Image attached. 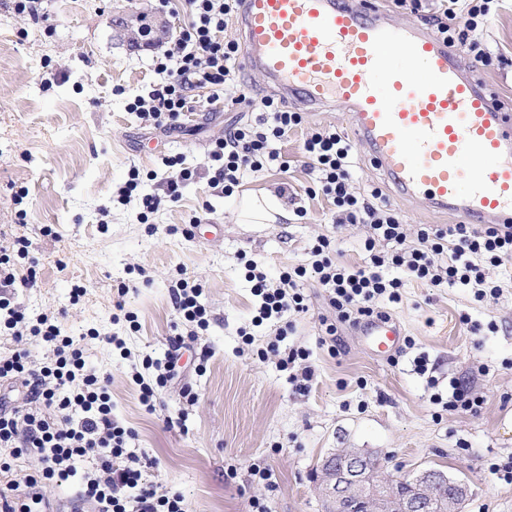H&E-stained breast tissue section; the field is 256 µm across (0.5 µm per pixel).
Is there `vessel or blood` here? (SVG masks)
I'll list each match as a JSON object with an SVG mask.
<instances>
[{
	"instance_id": "1",
	"label": "vessel or blood",
	"mask_w": 512,
	"mask_h": 512,
	"mask_svg": "<svg viewBox=\"0 0 512 512\" xmlns=\"http://www.w3.org/2000/svg\"><path fill=\"white\" fill-rule=\"evenodd\" d=\"M242 59L281 97L351 112L374 166L416 203L466 224H512V108L458 47L374 0H242ZM360 331L382 353L397 322Z\"/></svg>"
}]
</instances>
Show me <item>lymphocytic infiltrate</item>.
Listing matches in <instances>:
<instances>
[{"instance_id":"f902f5d3","label":"lymphocytic infiltrate","mask_w":512,"mask_h":512,"mask_svg":"<svg viewBox=\"0 0 512 512\" xmlns=\"http://www.w3.org/2000/svg\"><path fill=\"white\" fill-rule=\"evenodd\" d=\"M183 2L187 20L177 53L162 51L154 56L160 80L130 104L131 110L146 112L158 127L173 125L191 110L189 90L229 88L240 56L239 43L224 37L240 0ZM396 2L410 6L424 24L459 45L476 62L491 63L493 54L478 34L491 0H439L435 11L427 13L422 0ZM264 108L266 114L257 124L236 129L214 143L211 155L218 167L211 183L224 195H231L238 186L242 169L259 170L273 162L280 169L288 167L276 144L302 124L303 115L271 98L265 100ZM302 153L320 190L335 206L338 223L367 225L363 257L357 264L342 262L335 239L322 236L310 251V262L282 272L278 279H269L257 264L247 263V277L257 299L255 323L306 312L300 287L308 280L323 288L336 313L335 320L325 325L329 336L336 334L338 324L382 316L381 300L400 301L408 277L435 286L469 287L479 300L499 295L498 285L487 279L486 270L512 260L511 224H425L416 244H408L403 221L381 190L355 191L354 148L349 140L320 128L304 140ZM380 241L391 244L390 254L377 251ZM28 254V242L21 237L0 248V335L13 343L9 352L0 353V382L18 383L24 390L21 403L15 406L0 399V449L8 450L11 459L36 456L40 468L0 484V512H47L44 486L60 485L75 476L81 479L78 502L90 506L92 512H187L180 492L158 491L144 479L142 458L131 448L136 432L112 413L110 374L87 367L82 346L63 335L57 318L27 319L16 294L32 284L33 278L19 276L15 260ZM388 264L401 269V276H386L383 268ZM202 293L201 284L184 279L170 289L173 308L188 328L186 338H195L209 326ZM33 340L47 350L40 367L29 361L28 345ZM183 340L175 338L172 352L164 359L143 358L141 370L133 373L139 401L147 411H155L162 391L178 379L175 351ZM81 458L92 459L93 470L78 473L75 462ZM10 461L1 463L0 470L10 471Z\"/></svg>"}]
</instances>
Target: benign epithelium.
Masks as SVG:
<instances>
[{
    "instance_id": "benign-epithelium-1",
    "label": "benign epithelium",
    "mask_w": 512,
    "mask_h": 512,
    "mask_svg": "<svg viewBox=\"0 0 512 512\" xmlns=\"http://www.w3.org/2000/svg\"><path fill=\"white\" fill-rule=\"evenodd\" d=\"M326 459L316 478L319 495L330 505L349 497L358 498L363 512H455L457 503L465 498L468 486L438 470H425L403 483L412 488L401 495L395 479L366 472L367 456L356 448H346ZM448 484L452 495L446 499L434 495V488Z\"/></svg>"
}]
</instances>
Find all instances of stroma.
<instances>
[{
	"label": "stroma",
	"instance_id": "35a3bbf8",
	"mask_svg": "<svg viewBox=\"0 0 512 512\" xmlns=\"http://www.w3.org/2000/svg\"><path fill=\"white\" fill-rule=\"evenodd\" d=\"M179 0H42L38 16L0 0V246L30 242L36 277L20 289L28 317L57 316L64 334L84 337L88 364L110 373L114 415L137 433L136 452L153 461L145 475L159 490L180 491L190 512H250L264 498L269 512H322L314 490L323 460L340 448H359L400 476L434 468L465 482L462 512H512V485L488 468L512 458V264L491 268L498 297L476 301L471 289L406 280L401 299L383 309L412 347L398 356L373 351L359 328L342 325L337 356L321 346V320L333 317L326 293L303 283L307 313L278 338L277 321L252 322L256 299L246 278L254 261L269 278L307 263L318 236L339 240L343 259L358 262L367 236L363 224H340L325 196L309 198L312 183L302 157L304 139L324 127L352 137L349 112L306 109L301 128L278 147L288 171L267 165L242 171L232 196L212 188L215 139L256 123L272 90L257 73L237 68L243 103L217 98L185 113L176 129L155 127L128 109L158 80L154 50L130 49L112 27L118 14L148 9L184 21ZM496 59L477 74L512 105V0H496L484 33ZM357 190L379 188L416 241L422 224L448 216L402 199L356 146ZM139 185L117 200L131 169ZM195 173L180 202H162L140 223L139 199L160 193V179L180 169ZM294 194L305 218L283 224L239 223L235 205L248 195ZM220 224L224 236L183 235L191 216ZM201 283L210 325L179 351L180 383L161 396L155 412L138 399L132 373L144 356L163 358L178 317L170 287L177 278ZM129 284L118 296L119 284ZM82 296H74L75 288ZM133 312L138 331L113 322L116 300ZM126 342L129 357L86 337L88 329ZM278 341V352L267 349ZM311 352L315 375L308 392L296 391L280 355L293 347ZM209 351L205 371L197 365ZM426 357L427 374L414 361ZM436 377L430 388L428 377ZM482 396L480 413L449 411L434 403L450 379ZM196 392L187 404L181 384ZM267 461L272 482L254 481L252 463Z\"/></svg>",
	"mask_w": 512,
	"mask_h": 512
}]
</instances>
